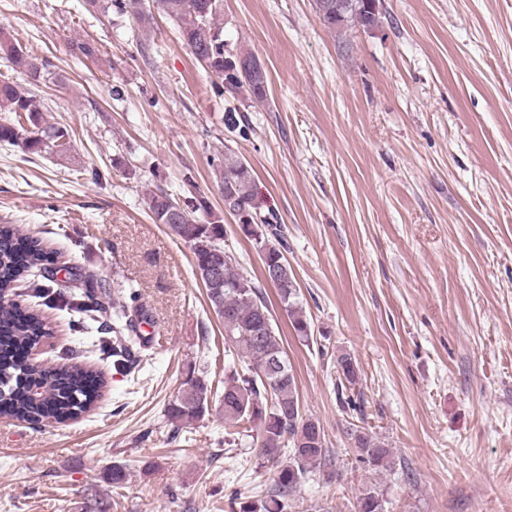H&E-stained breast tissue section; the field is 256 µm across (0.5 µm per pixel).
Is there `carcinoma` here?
Wrapping results in <instances>:
<instances>
[{"mask_svg": "<svg viewBox=\"0 0 512 512\" xmlns=\"http://www.w3.org/2000/svg\"><path fill=\"white\" fill-rule=\"evenodd\" d=\"M329 0H315L316 14L322 26L330 31L352 28L371 29L380 18L369 9L370 0H350V5L336 14L324 12ZM110 0L117 13L131 17L142 27L153 20V13L163 14L179 27L183 44L203 68L218 79L217 88L230 93L245 90L258 103L267 100L266 91L257 87L247 74L224 73V57L228 56L221 23L222 0ZM105 0H84L85 10L98 11L106 7ZM0 58L9 68L25 76L19 83L5 77L0 79V143L18 146L32 154H53L69 143L66 126L50 122L43 115L37 98L39 84L60 75L51 71V63L23 46L0 29ZM215 180L220 189L236 190L240 206L261 216L260 240L253 241L257 250H265L262 263L275 261L287 250L278 225L261 215L263 202L253 169L246 159L226 147L224 154L211 160ZM186 188L174 197L158 187L147 192V205L154 223L167 226L186 242L196 245L193 250L196 272L219 269L222 276L206 288L207 298L216 314L224 318V339L231 342L245 369L235 367L224 374V391L213 390L209 382L193 376L196 364H187L190 376L183 381L175 399L165 409L171 438L184 436L185 425L200 419L219 405L224 415V432L232 437H251L259 454L275 464L273 489L260 503L240 507V512H283L281 500L294 495L312 469L329 460L324 430L313 418L295 416L300 399L295 375L288 356L271 322L266 295L252 279L244 276L239 263L224 250V225L214 215L206 201L195 193L192 177L184 179ZM48 262L41 241L28 240L26 258L15 261L9 247L0 243V294L8 295L15 284L22 281L29 296L40 299L43 305L65 308L77 317L76 323L84 329L96 328L99 336L86 341L88 347L112 359L115 366L127 372L140 365L143 357L132 352L133 334L137 333L135 318L144 309L140 296L131 292L125 296L114 292L112 310L89 301L84 293H64L51 289V278L44 274ZM277 295L288 313L291 326L302 339L311 338V326L299 301L297 282H288L277 289ZM50 334L38 313H31L25 321L14 316V304L0 303V348L23 349L31 344L35 328ZM279 359L281 366L274 372L260 376L256 369ZM8 384L0 390V416H9L38 424L45 420H65L88 412L101 396L105 382L96 379L89 388L85 381L95 376L94 371L78 362H68L52 370H42L27 361L0 359V373ZM340 386L352 391L359 384V373L348 356L337 358ZM42 379L49 390L41 399L30 394L32 379ZM351 447L356 449L358 461L376 471L391 468L392 451L369 433L354 426L347 433ZM288 449L289 461L281 462V452ZM388 501L372 487L359 491L355 512H387Z\"/></svg>", "mask_w": 512, "mask_h": 512, "instance_id": "cac0c4a2", "label": "carcinoma"}]
</instances>
